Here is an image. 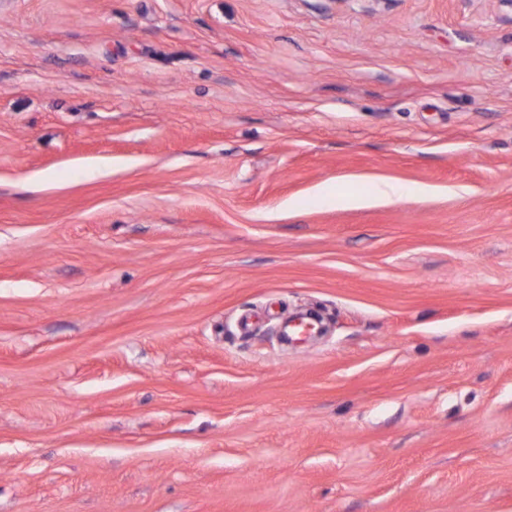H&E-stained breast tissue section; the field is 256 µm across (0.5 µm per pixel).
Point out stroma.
Returning <instances> with one entry per match:
<instances>
[{"mask_svg": "<svg viewBox=\"0 0 512 512\" xmlns=\"http://www.w3.org/2000/svg\"><path fill=\"white\" fill-rule=\"evenodd\" d=\"M0 512H512V0H0Z\"/></svg>", "mask_w": 512, "mask_h": 512, "instance_id": "obj_1", "label": "stroma"}]
</instances>
